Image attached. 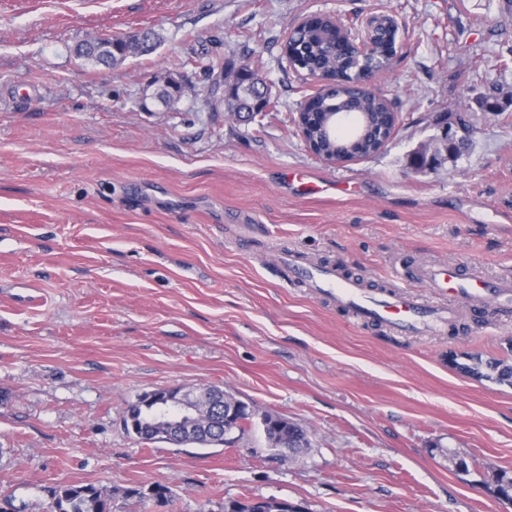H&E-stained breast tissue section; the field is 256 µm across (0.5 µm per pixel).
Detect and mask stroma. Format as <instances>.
<instances>
[{
  "label": "stroma",
  "instance_id": "obj_1",
  "mask_svg": "<svg viewBox=\"0 0 512 512\" xmlns=\"http://www.w3.org/2000/svg\"><path fill=\"white\" fill-rule=\"evenodd\" d=\"M307 14L405 22L371 81L399 115L383 152L334 165L297 134L317 85L283 45ZM148 29L151 54H75ZM218 56L251 65L271 112L212 110ZM175 72L190 93L143 111ZM462 119L467 150L417 170ZM286 252L370 292L394 291L404 254L512 278V0H0V512H48L52 487L87 483L112 512H154L126 491L158 483L173 491L165 512L261 497L307 512H512L496 494L512 471V386L448 361H512V311L400 336L291 280ZM206 385L306 429L307 453L279 459L256 421L207 451L127 431L140 395Z\"/></svg>",
  "mask_w": 512,
  "mask_h": 512
}]
</instances>
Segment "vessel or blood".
<instances>
[{"instance_id":"b4317fda","label":"vessel or blood","mask_w":512,"mask_h":512,"mask_svg":"<svg viewBox=\"0 0 512 512\" xmlns=\"http://www.w3.org/2000/svg\"><path fill=\"white\" fill-rule=\"evenodd\" d=\"M296 273L311 294L329 297L356 318L396 333L445 331L461 306L476 312L491 303L512 309V280L478 279L454 263L423 262L408 270L396 269L402 288L385 297L365 292L356 279L342 277L333 266L300 267Z\"/></svg>"}]
</instances>
